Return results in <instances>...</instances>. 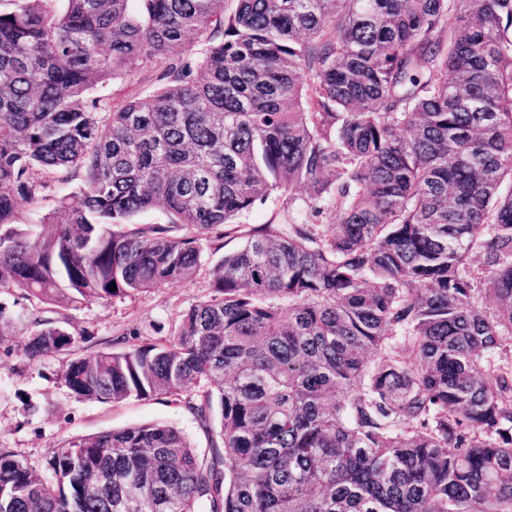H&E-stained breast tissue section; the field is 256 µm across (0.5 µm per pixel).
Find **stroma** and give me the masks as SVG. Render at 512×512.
Here are the masks:
<instances>
[{"instance_id": "stroma-1", "label": "stroma", "mask_w": 512, "mask_h": 512, "mask_svg": "<svg viewBox=\"0 0 512 512\" xmlns=\"http://www.w3.org/2000/svg\"><path fill=\"white\" fill-rule=\"evenodd\" d=\"M209 292L208 273L194 281L174 283L112 302H96L68 310L79 332V351L111 348L122 334L138 330L143 338L168 337L179 314ZM0 306L16 325L0 345V448L13 449L37 471H45L53 451L65 440L150 422L175 426L199 452H207L211 436L186 408L167 397L130 398L119 404L78 398L63 383L66 358L52 355L35 368L25 365L22 351L30 322L43 309L17 290L0 289Z\"/></svg>"}]
</instances>
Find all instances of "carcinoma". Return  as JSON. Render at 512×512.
<instances>
[{
  "label": "carcinoma",
  "instance_id": "carcinoma-1",
  "mask_svg": "<svg viewBox=\"0 0 512 512\" xmlns=\"http://www.w3.org/2000/svg\"><path fill=\"white\" fill-rule=\"evenodd\" d=\"M54 2L0 0V288L77 308L209 250L168 338L61 378L212 445L131 426L48 477L0 448V512H512V0ZM274 193L298 218L241 222ZM76 343L46 317L24 357ZM144 76V73L138 72L131 76L125 77L124 79L110 82L106 86L99 88L98 92L100 94L112 97L114 104L120 103L124 99L135 96L142 92L144 89V84L142 82Z\"/></svg>",
  "mask_w": 512,
  "mask_h": 512
}]
</instances>
